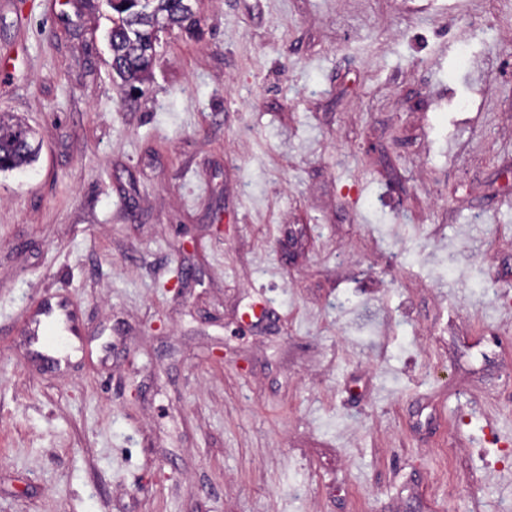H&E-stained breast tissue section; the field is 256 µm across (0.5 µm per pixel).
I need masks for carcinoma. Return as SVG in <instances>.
I'll list each match as a JSON object with an SVG mask.
<instances>
[{"instance_id":"obj_1","label":"carcinoma","mask_w":512,"mask_h":512,"mask_svg":"<svg viewBox=\"0 0 512 512\" xmlns=\"http://www.w3.org/2000/svg\"><path fill=\"white\" fill-rule=\"evenodd\" d=\"M109 44L112 69L137 89L147 80L152 65V43L158 40L156 24L164 20L181 26L191 18L189 0H115ZM40 143L34 131L0 114V171L22 169L36 161Z\"/></svg>"}]
</instances>
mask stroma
<instances>
[{"label": "stroma", "mask_w": 512, "mask_h": 512, "mask_svg": "<svg viewBox=\"0 0 512 512\" xmlns=\"http://www.w3.org/2000/svg\"><path fill=\"white\" fill-rule=\"evenodd\" d=\"M193 10L0 0V512H512V0ZM112 29L109 44L112 52V69L132 90H139L134 83L147 80L153 55L149 51L157 42L158 19L168 25L182 26L191 18V0H110ZM115 1V2H114ZM40 149L31 128L12 123L0 114V171L29 166L36 161ZM31 339L32 342L37 347V354L47 363L59 366L63 362L67 361V357H55L53 355H50L47 351H45V347L49 346L48 344V338L44 333V328L42 327V319L41 317L36 319L32 325L31 328Z\"/></svg>", "instance_id": "1"}]
</instances>
